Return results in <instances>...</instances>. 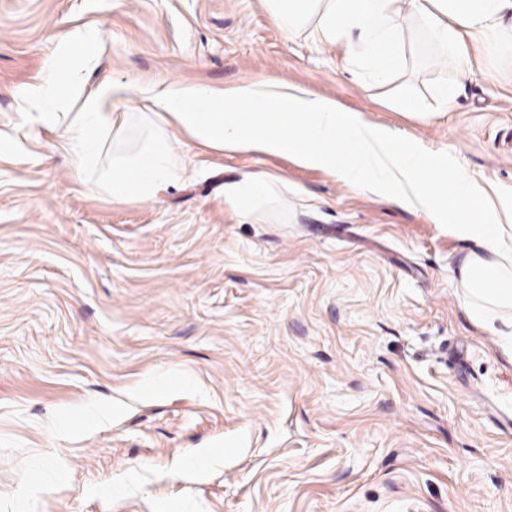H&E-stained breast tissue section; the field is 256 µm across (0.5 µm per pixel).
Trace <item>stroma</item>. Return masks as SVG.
<instances>
[{"mask_svg":"<svg viewBox=\"0 0 512 512\" xmlns=\"http://www.w3.org/2000/svg\"><path fill=\"white\" fill-rule=\"evenodd\" d=\"M82 33L87 87L273 77L512 196L511 55L471 43L464 74L411 18L403 69L359 80L260 0H0V512H512V357L454 283L472 242L191 142L183 181L114 201L38 118ZM249 175L276 196L244 221L224 184Z\"/></svg>","mask_w":512,"mask_h":512,"instance_id":"stroma-1","label":"stroma"}]
</instances>
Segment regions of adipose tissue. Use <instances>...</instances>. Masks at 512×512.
Here are the masks:
<instances>
[{
    "label": "adipose tissue",
    "instance_id": "ef3b65f1",
    "mask_svg": "<svg viewBox=\"0 0 512 512\" xmlns=\"http://www.w3.org/2000/svg\"><path fill=\"white\" fill-rule=\"evenodd\" d=\"M284 32L311 26L321 40L345 43L362 76L384 79L405 62L401 33L415 17L441 54L472 72L466 42L484 54H512V29L503 24L512 0H264ZM138 90L105 81L85 90L74 69L53 71L37 97L47 107L43 123H63L72 163L91 172L116 201H147L181 182L187 164L175 144L189 138L216 150L285 156L306 168L330 172L362 192L423 213L478 248L461 260L456 284L474 320L495 329L512 351V206L490 199L447 153L431 156L396 130L365 121L329 97L266 79L216 90L194 83L155 85L145 93L146 134L131 150L102 164L111 132L108 105ZM72 103L71 112L53 107ZM273 191L265 176L225 183L224 202L242 219Z\"/></svg>",
    "mask_w": 512,
    "mask_h": 512
}]
</instances>
